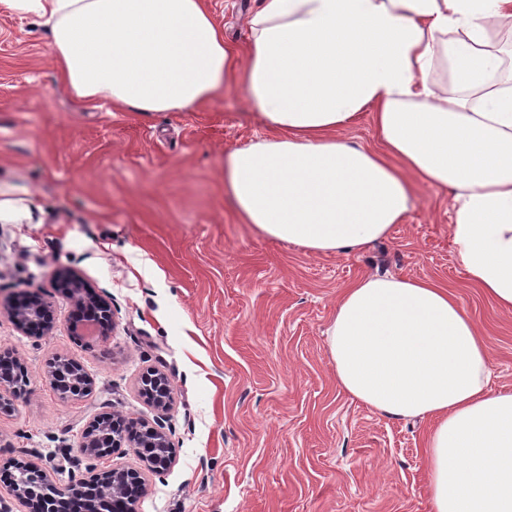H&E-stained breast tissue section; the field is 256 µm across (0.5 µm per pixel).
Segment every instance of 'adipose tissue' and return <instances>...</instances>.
<instances>
[{
	"label": "adipose tissue",
	"mask_w": 512,
	"mask_h": 512,
	"mask_svg": "<svg viewBox=\"0 0 512 512\" xmlns=\"http://www.w3.org/2000/svg\"><path fill=\"white\" fill-rule=\"evenodd\" d=\"M34 8L79 100L189 111L241 87L270 138L224 158L245 223L312 253L387 238L419 184L448 191L467 278L512 313V82L492 34L512 0H260L242 67L205 0H7ZM447 68L451 86L432 81ZM370 112L380 146L341 140ZM336 384L384 415L429 417L430 512H512V391L453 293L375 273L339 295Z\"/></svg>",
	"instance_id": "adipose-tissue-1"
}]
</instances>
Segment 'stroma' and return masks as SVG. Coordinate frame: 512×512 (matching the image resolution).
I'll return each instance as SVG.
<instances>
[{"mask_svg": "<svg viewBox=\"0 0 512 512\" xmlns=\"http://www.w3.org/2000/svg\"><path fill=\"white\" fill-rule=\"evenodd\" d=\"M258 0H207L225 39L250 41ZM240 88L185 112H135L74 98L59 81L50 34L0 0V351L28 372L0 413V469L31 460L54 478L115 466L141 471L137 512H430L431 418L380 414L341 393L326 331L339 292L388 272L448 287L491 345V387L512 390V313L467 279L449 232L448 194L419 186L403 224L349 255L314 254L243 223L222 158L268 138ZM68 271L109 305L107 337L76 335ZM30 290L52 329L23 334L8 299ZM92 376L64 399L56 358ZM170 381L157 409L147 371ZM110 413L161 428L173 460L145 470L135 451L88 458L86 428Z\"/></svg>", "mask_w": 512, "mask_h": 512, "instance_id": "obj_1", "label": "stroma"}]
</instances>
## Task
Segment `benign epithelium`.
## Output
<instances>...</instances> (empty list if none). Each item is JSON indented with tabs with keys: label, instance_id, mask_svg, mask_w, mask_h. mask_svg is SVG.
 <instances>
[{
	"label": "benign epithelium",
	"instance_id": "benign-epithelium-1",
	"mask_svg": "<svg viewBox=\"0 0 512 512\" xmlns=\"http://www.w3.org/2000/svg\"><path fill=\"white\" fill-rule=\"evenodd\" d=\"M64 281L71 284L77 304V325L72 330H77L84 319L90 318L97 327L98 335L107 336L110 329L107 305L100 298L88 295L87 286L81 281L69 277ZM10 314L23 330H45L53 321L49 305L32 296L18 304L12 303ZM53 374L58 379L55 386L64 390L65 397H81L91 389L92 378L87 373L68 376L56 368ZM144 381H151L157 387V392L151 394L155 405L167 408L170 402L167 377L159 373L148 374ZM25 387L26 379L12 377L6 370L0 371V410H11L13 398L21 395ZM81 447L94 459L110 458L117 448H132L140 455L144 466L153 471L162 470L171 462L168 452L171 444L164 432L154 427L137 428L118 423L110 415L99 418L87 428ZM97 480L106 490L90 494L84 481L71 478L62 483L37 465L25 462L17 465L12 495L33 512H136V504L144 491L139 471L109 467L98 474Z\"/></svg>",
	"mask_w": 512,
	"mask_h": 512
}]
</instances>
